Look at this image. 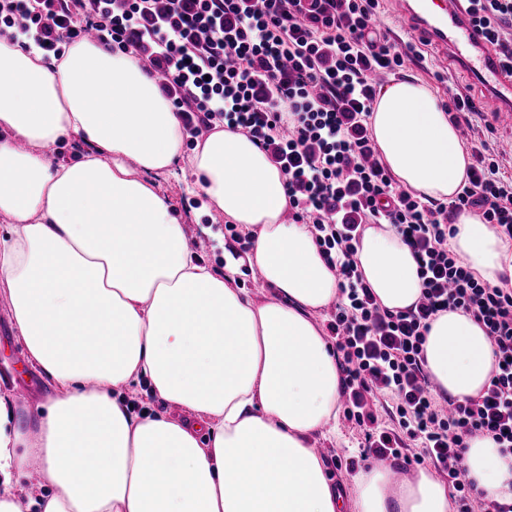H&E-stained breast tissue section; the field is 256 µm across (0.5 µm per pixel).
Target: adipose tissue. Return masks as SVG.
<instances>
[{
  "instance_id": "ef3b65f1",
  "label": "adipose tissue",
  "mask_w": 512,
  "mask_h": 512,
  "mask_svg": "<svg viewBox=\"0 0 512 512\" xmlns=\"http://www.w3.org/2000/svg\"><path fill=\"white\" fill-rule=\"evenodd\" d=\"M383 162L423 201L452 200L469 153L436 93L410 80L384 87L370 118ZM76 136L82 159L58 164ZM185 139L154 79L130 55L80 40L56 66L35 45L0 39V287L31 359L55 386L36 420L0 394V512H22L17 478L33 476L39 512H448V488L425 470L392 482L376 467L334 488L313 434L336 427L341 378L314 320L338 279L303 224H287L284 177L250 139L215 129L192 165L208 208L254 234L248 257L276 301L259 302L189 248L156 188ZM451 249L474 275H512V243L473 214ZM359 271L378 303L421 295L410 248L368 228ZM441 392L484 389L494 362L484 328L440 313L424 343ZM148 380L184 418L128 409ZM38 475H31L32 461ZM469 477L488 498H512V456L491 437L469 439Z\"/></svg>"
}]
</instances>
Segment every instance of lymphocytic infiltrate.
<instances>
[{
  "label": "lymphocytic infiltrate",
  "instance_id": "lymphocytic-infiltrate-1",
  "mask_svg": "<svg viewBox=\"0 0 512 512\" xmlns=\"http://www.w3.org/2000/svg\"><path fill=\"white\" fill-rule=\"evenodd\" d=\"M468 8L512 74V0H468ZM380 26V0H0L1 39L25 36L59 60L94 31L101 45L162 75L190 139L220 123L264 151L285 177L290 220L308 225L336 271L327 329L343 373V416L364 436L362 460L430 463L456 512H512V503L485 499L466 464L476 436L512 455V288L479 280L448 247L464 213L512 241V176L478 135L472 98L452 89L449 121L474 132L466 183L446 205L396 185L370 117L376 76L400 69L404 52ZM371 224L388 225L418 263L422 292L410 309H383L358 271L356 247ZM455 309L484 327L495 355L484 391L462 402L442 400L423 349L437 314ZM387 399L394 428L375 412Z\"/></svg>",
  "mask_w": 512,
  "mask_h": 512
}]
</instances>
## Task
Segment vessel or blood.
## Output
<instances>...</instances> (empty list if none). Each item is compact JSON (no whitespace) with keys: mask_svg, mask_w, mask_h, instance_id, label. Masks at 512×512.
I'll return each mask as SVG.
<instances>
[{"mask_svg":"<svg viewBox=\"0 0 512 512\" xmlns=\"http://www.w3.org/2000/svg\"><path fill=\"white\" fill-rule=\"evenodd\" d=\"M395 24L438 46L444 56L479 77L501 100L495 120L512 129V75L501 68L483 29L468 12L467 0H395Z\"/></svg>","mask_w":512,"mask_h":512,"instance_id":"vessel-or-blood-1","label":"vessel or blood"}]
</instances>
